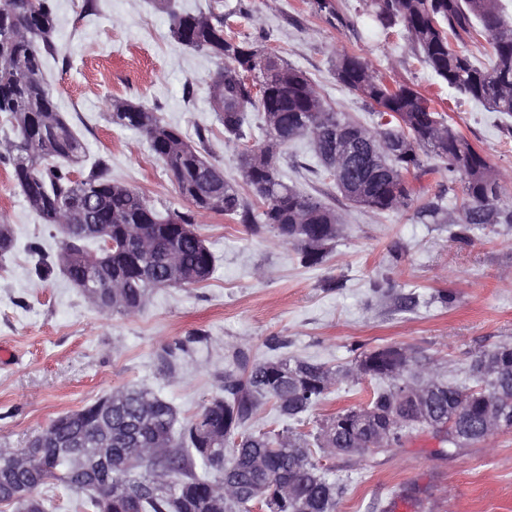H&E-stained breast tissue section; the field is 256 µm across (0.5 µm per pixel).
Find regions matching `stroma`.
<instances>
[{
  "label": "stroma",
  "mask_w": 512,
  "mask_h": 512,
  "mask_svg": "<svg viewBox=\"0 0 512 512\" xmlns=\"http://www.w3.org/2000/svg\"><path fill=\"white\" fill-rule=\"evenodd\" d=\"M333 3L351 26H338L315 0H172L167 9L159 0H53L55 52L44 77L89 161L106 160L112 179L163 212L190 205L145 136L113 124V100L180 128L243 196L251 194L239 169L246 146L225 139L211 108L217 59L171 35V15L183 11L222 13L226 36L280 56L310 78L328 108L367 125L368 106L333 72L337 54L362 56L389 86L409 84L432 99L511 183L512 136L501 130V114L455 101L402 33L374 37L360 0ZM314 163L305 139L278 155L286 182L342 217L321 265H302L267 225L200 215L196 230L216 256L211 278L158 290L141 311L123 316L100 312L62 276L33 275V246L54 251L56 230L30 209L0 161V223L15 235L0 262V351L8 355L0 360V448L25 447L52 420L125 385L159 393L187 421L218 393L225 372L239 375L264 359L296 356L347 368L360 353L401 346L474 386L466 373L471 361L512 344V228L485 225L462 246L448 225L419 223L412 212L354 208L332 177L311 172ZM442 293L452 294L450 305L440 303ZM407 294L416 305L401 306ZM175 342L188 353L170 373L160 356ZM372 387L367 378L337 385L305 430L364 402ZM319 465L346 486L336 512H411L399 498L411 487L423 500L420 512H512V429L453 453L424 431L401 448L323 457Z\"/></svg>",
  "instance_id": "35a3bbf8"
}]
</instances>
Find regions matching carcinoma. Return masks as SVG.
<instances>
[{
  "label": "carcinoma",
  "instance_id": "cac0c4a2",
  "mask_svg": "<svg viewBox=\"0 0 512 512\" xmlns=\"http://www.w3.org/2000/svg\"><path fill=\"white\" fill-rule=\"evenodd\" d=\"M363 10L376 34L387 37L403 30L414 56L449 90L512 117V25L502 19L500 0H365ZM54 30L51 0H0V115L14 133L13 149L0 159H8L14 183L43 223L70 229L53 253L33 247L39 278L57 270L87 292L85 258L99 251V241L66 207L67 200L79 197L93 223L112 227V239L129 241L112 251V278L92 282L99 298L112 297V312L134 314L154 291L168 287L165 260L171 250L177 252L187 287L205 282L216 257L193 224L195 215L213 211L194 194L207 174L224 195L225 215L243 224L269 225L284 243L297 248L305 266L323 263L341 227L333 208L285 182L275 161L267 166L243 163V177L256 199L248 201L177 127L131 102L112 104V123L145 135L193 210L178 216L179 223H168L139 191L112 181L102 159L87 175L72 178L59 162L82 164L86 147L58 112L43 78L44 59L54 53ZM171 33L178 42L224 61L216 70L224 78V103L217 115L228 139L252 140L258 129L261 151L276 125L277 148L309 138L320 167L338 180L328 151L336 141L337 123L345 119L325 108L304 72L278 56L267 59L262 69L269 88L262 96L242 79L258 49L224 38L223 16L174 14ZM465 36L485 41L490 65L454 45ZM334 71L336 82L360 95L376 117L372 128L356 120L350 125L362 146L374 151L382 171L363 200L356 202L347 192L346 200L375 214L412 210L421 224H449L455 227L453 238L463 245L477 227H512V198L504 193L500 175L482 151L445 122L430 99L411 85L389 88L357 55H337ZM250 112L261 115L260 126H252ZM429 154L440 165H427L424 157ZM410 169L416 176L440 173L459 181L462 202L456 214L448 213L442 196L419 202V192L405 186ZM185 353L182 344L167 345L162 355L167 371H174ZM483 363L493 367L485 379ZM403 373L414 382L433 384L422 408L432 416L440 444L450 451L489 440L497 430L485 427L487 415L512 412V344L474 360L469 374L479 385L472 388L444 379L398 346L362 353L345 369L298 358L261 361L239 376L224 373L220 392L181 425L166 398L124 386L52 421L47 430L58 441L30 449L29 468L0 455V506L11 512H48L44 496L16 497L14 488L61 484L83 494L84 512H252L257 504L268 512H336L345 488L327 478L315 455L350 454L354 448L380 451V431L387 436L386 448H400L433 424L419 418L422 408L403 393ZM355 377L375 382L368 400L319 423L314 434L295 426L245 430L266 404L300 424L330 392L329 383ZM109 401L112 501L107 502L91 476L73 466L62 442L77 437L82 451L91 454L102 438L97 422Z\"/></svg>",
  "mask_w": 512,
  "mask_h": 512
}]
</instances>
